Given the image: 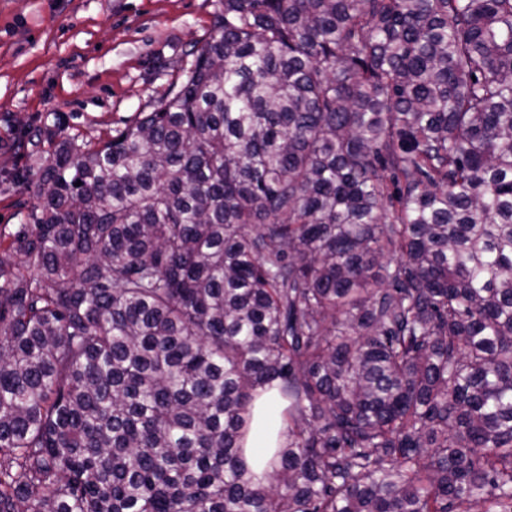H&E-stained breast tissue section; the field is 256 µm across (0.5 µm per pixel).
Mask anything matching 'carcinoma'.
Returning a JSON list of instances; mask_svg holds the SVG:
<instances>
[{
  "label": "carcinoma",
  "mask_w": 512,
  "mask_h": 512,
  "mask_svg": "<svg viewBox=\"0 0 512 512\" xmlns=\"http://www.w3.org/2000/svg\"><path fill=\"white\" fill-rule=\"evenodd\" d=\"M221 5L0 225V512H512V0ZM283 406L276 398L275 388H266L254 395L252 408V428L242 443L246 448L245 457L252 467L257 479L264 481L268 471L267 462L274 452H268V448H279L282 438L279 435V426L274 427L273 415L279 418ZM266 455L265 463L257 466L254 458H262Z\"/></svg>",
  "instance_id": "1"
}]
</instances>
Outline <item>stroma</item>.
<instances>
[{
    "label": "stroma",
    "mask_w": 512,
    "mask_h": 512,
    "mask_svg": "<svg viewBox=\"0 0 512 512\" xmlns=\"http://www.w3.org/2000/svg\"><path fill=\"white\" fill-rule=\"evenodd\" d=\"M219 0H0V222L22 224L30 143L96 142L153 111L204 45Z\"/></svg>",
    "instance_id": "1"
}]
</instances>
